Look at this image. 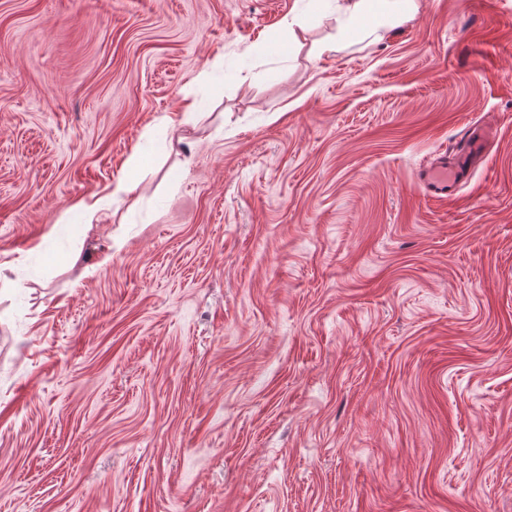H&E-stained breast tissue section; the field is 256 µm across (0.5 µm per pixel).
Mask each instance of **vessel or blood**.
<instances>
[{"label":"vessel or blood","instance_id":"obj_1","mask_svg":"<svg viewBox=\"0 0 512 512\" xmlns=\"http://www.w3.org/2000/svg\"><path fill=\"white\" fill-rule=\"evenodd\" d=\"M493 138L494 133L490 128H470L459 151L452 158L436 161L421 171L419 183L425 193L434 199L452 196L469 176L473 162L481 157Z\"/></svg>","mask_w":512,"mask_h":512}]
</instances>
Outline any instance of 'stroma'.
Returning a JSON list of instances; mask_svg holds the SVG:
<instances>
[{"label": "stroma", "mask_w": 512, "mask_h": 512, "mask_svg": "<svg viewBox=\"0 0 512 512\" xmlns=\"http://www.w3.org/2000/svg\"><path fill=\"white\" fill-rule=\"evenodd\" d=\"M321 10L0 0V512H512V0ZM413 0H342L336 6L340 30L366 33L385 21L403 20ZM493 138L494 133L488 127L470 128L461 148L450 160L436 161L421 171L419 183L425 193L434 199L452 196L469 176L473 162L481 157ZM73 208L82 217L87 231H91L96 224H100L108 218V215L103 212L100 200L93 199V197L79 201Z\"/></svg>", "instance_id": "1"}]
</instances>
